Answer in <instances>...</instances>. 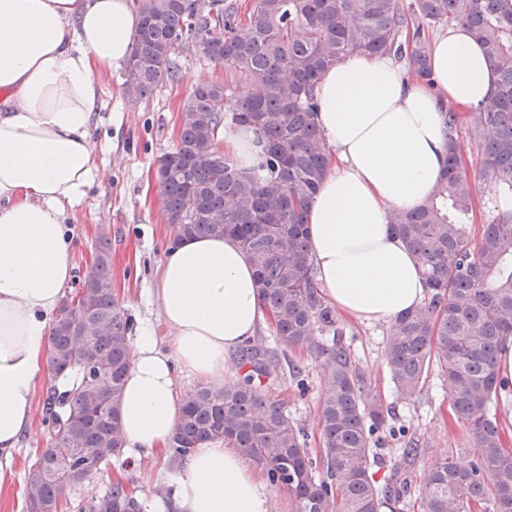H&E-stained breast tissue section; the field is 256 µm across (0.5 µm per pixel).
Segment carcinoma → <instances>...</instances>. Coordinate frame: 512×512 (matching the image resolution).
Instances as JSON below:
<instances>
[{
	"label": "carcinoma",
	"mask_w": 512,
	"mask_h": 512,
	"mask_svg": "<svg viewBox=\"0 0 512 512\" xmlns=\"http://www.w3.org/2000/svg\"><path fill=\"white\" fill-rule=\"evenodd\" d=\"M137 34L123 67L125 98L142 103L164 81L183 77L182 45L233 72L229 83L195 84L181 110L173 149L158 162L170 243L230 236L255 270L269 330L280 352L250 341L238 351L234 380L187 391L168 441L169 473L190 453L224 440L244 449L269 483L288 492L294 512H512V448L504 445L500 404L512 399L498 379L503 342L512 337V216L481 227L472 242L470 182L461 171L460 114L444 120L452 131L448 161L433 195L390 224L422 263L424 305L389 324L384 357L396 392L421 393L431 368L448 393L449 415L464 424L473 445L463 465L454 454L432 459L422 485L414 465L425 456L419 440L403 437L392 472L375 479L390 429L389 409L371 396L335 312L324 305L310 260L304 213L323 181L327 148L316 123L315 89L324 72L352 53L386 54L421 79L430 76L426 28L462 23L481 43L498 92L480 108L471 138L481 170L512 185V0H254L243 16L224 0H135ZM413 28L410 42L403 30ZM253 133L255 163L245 168L221 152L220 134ZM107 241L60 306L49 329L55 374L78 370L79 384L51 388L43 401L53 450L24 477L26 512H59L65 488L80 485L121 455L119 403L131 364L134 319L112 288ZM329 339H324V336ZM305 349L319 370L320 448H308L304 427L271 399L280 358ZM130 484L118 478L81 512H145Z\"/></svg>",
	"instance_id": "carcinoma-1"
}]
</instances>
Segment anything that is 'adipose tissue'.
Listing matches in <instances>:
<instances>
[{
  "instance_id": "obj_1",
  "label": "adipose tissue",
  "mask_w": 512,
  "mask_h": 512,
  "mask_svg": "<svg viewBox=\"0 0 512 512\" xmlns=\"http://www.w3.org/2000/svg\"><path fill=\"white\" fill-rule=\"evenodd\" d=\"M129 0H0V453L31 428L46 335L73 280L64 222L97 175L90 141L102 73L130 55ZM432 84L386 55L354 54L316 95L328 148L308 207L311 256L327 302L345 318L392 322L420 307L422 267L393 233V211L424 203L444 170L448 108L477 115L496 89L482 48L459 23L429 45ZM171 336L133 341L121 399L123 448L142 458L173 435L178 372L218 384L226 356L263 320L253 266L229 237L187 238L168 250L154 288ZM269 488L243 449H195L153 512H270Z\"/></svg>"
}]
</instances>
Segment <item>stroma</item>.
Returning a JSON list of instances; mask_svg holds the SVG:
<instances>
[{
    "mask_svg": "<svg viewBox=\"0 0 512 512\" xmlns=\"http://www.w3.org/2000/svg\"><path fill=\"white\" fill-rule=\"evenodd\" d=\"M183 78L162 83L149 101L129 105L122 91V69L100 75L101 103L93 114L91 139L99 176L84 200L67 215L73 235L75 276L83 278L90 269L96 245L108 239L112 252V285L121 305L137 326H149L162 348H169L170 333L153 297L156 270L169 245L170 229L163 214L161 189L153 174L157 161L170 151L177 138L181 108L193 85L201 80L231 81V72L197 60L192 54L182 59ZM467 145L464 174L475 200L472 232L497 216V183L487 178L477 162L466 129H459ZM343 341L349 345L357 366L369 373L375 393L390 408L396 424L405 425L420 440L428 456L456 451L459 461H468L471 445L464 425L448 416V396L436 379H429L423 391L410 399L396 394L384 359L385 326L341 319ZM290 364L302 367L311 385L298 395L289 366H281L272 392L286 411L300 420L308 434L310 448H318V370L306 351L289 354ZM49 434L42 417H35L29 433L23 435L7 460L0 462L5 477L0 480V512H25L23 478L27 467L47 445ZM129 480L140 496L153 499L168 478L166 457L157 454L141 460L120 456L102 468L88 482L64 491V512H78L87 498L104 491L112 479Z\"/></svg>",
    "mask_w": 512,
    "mask_h": 512,
    "instance_id": "obj_1",
    "label": "stroma"
}]
</instances>
